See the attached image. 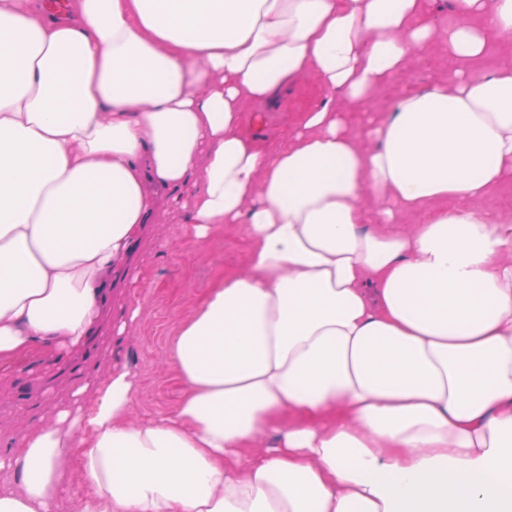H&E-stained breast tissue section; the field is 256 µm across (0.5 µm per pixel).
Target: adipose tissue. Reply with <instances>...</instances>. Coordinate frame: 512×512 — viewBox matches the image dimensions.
I'll use <instances>...</instances> for the list:
<instances>
[{
    "label": "adipose tissue",
    "instance_id": "ef3b65f1",
    "mask_svg": "<svg viewBox=\"0 0 512 512\" xmlns=\"http://www.w3.org/2000/svg\"><path fill=\"white\" fill-rule=\"evenodd\" d=\"M428 0H0V358L66 359L162 198L245 266L174 336L172 413L132 418L124 366L83 377L0 451V512H512V0H455L447 76L368 105L434 40ZM313 75L280 147L244 130ZM382 207L363 205L365 195ZM447 209L405 231L395 209ZM274 444H267V436ZM505 64H512V45L493 43L484 58L471 68L470 74L475 78L484 77ZM471 206L478 211L511 210L512 178H507L490 188L484 196L474 200Z\"/></svg>",
    "mask_w": 512,
    "mask_h": 512
}]
</instances>
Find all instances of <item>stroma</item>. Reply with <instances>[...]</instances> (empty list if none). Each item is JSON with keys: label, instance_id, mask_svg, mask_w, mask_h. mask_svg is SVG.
Masks as SVG:
<instances>
[{"label": "stroma", "instance_id": "35a3bbf8", "mask_svg": "<svg viewBox=\"0 0 512 512\" xmlns=\"http://www.w3.org/2000/svg\"><path fill=\"white\" fill-rule=\"evenodd\" d=\"M429 9L434 42L426 52L415 54L406 73L379 91L368 106L348 113V128L355 138L364 139L369 119L387 111L403 89L426 86L447 73L445 33L456 20L454 0H431ZM318 95L316 80L308 75L276 105L248 104V133L262 147L280 146ZM182 221V212L172 210L165 223L152 225L150 235L133 246L129 274L135 282L116 289L112 297L113 308L129 303L140 308L126 337L102 330L75 361L56 359L51 349L41 345L0 360V448L11 447L22 430L38 419L48 396L64 397L76 376L102 374L115 365L127 366L137 379L135 420L147 421L174 410L180 385L167 363L168 345L206 290L240 269L247 254L244 225L224 224L212 237L192 240L185 237Z\"/></svg>", "mask_w": 512, "mask_h": 512}]
</instances>
